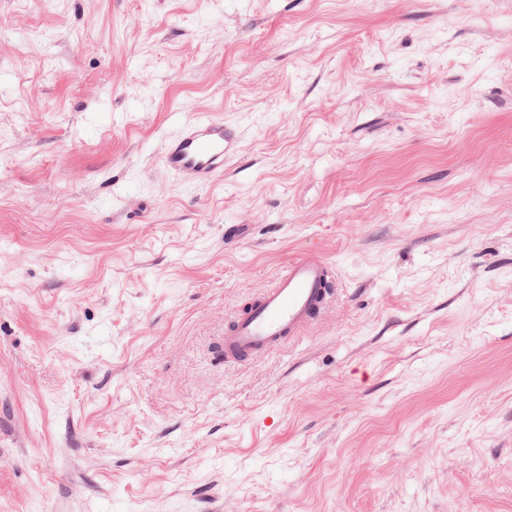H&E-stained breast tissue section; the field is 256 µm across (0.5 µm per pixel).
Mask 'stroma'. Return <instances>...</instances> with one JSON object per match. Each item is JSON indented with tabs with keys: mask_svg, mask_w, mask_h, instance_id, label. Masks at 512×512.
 I'll use <instances>...</instances> for the list:
<instances>
[{
	"mask_svg": "<svg viewBox=\"0 0 512 512\" xmlns=\"http://www.w3.org/2000/svg\"><path fill=\"white\" fill-rule=\"evenodd\" d=\"M0 512H512V0H0ZM239 142L237 131L224 120L209 114L191 116L164 142L161 162L184 185L202 187L224 170V156L237 150ZM329 264L314 254L284 264L273 283L250 299L224 332V354L249 362L295 341L325 309L334 288Z\"/></svg>",
	"mask_w": 512,
	"mask_h": 512,
	"instance_id": "stroma-1",
	"label": "stroma"
}]
</instances>
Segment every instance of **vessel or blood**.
<instances>
[{
    "mask_svg": "<svg viewBox=\"0 0 512 512\" xmlns=\"http://www.w3.org/2000/svg\"><path fill=\"white\" fill-rule=\"evenodd\" d=\"M237 131L207 114L189 117L162 147L165 169L189 187L209 184L224 169V158L237 150ZM333 293L329 265L314 254L284 264L273 283L242 308L224 332V352L249 362L295 341L325 309Z\"/></svg>",
    "mask_w": 512,
    "mask_h": 512,
    "instance_id": "vessel-or-blood-1",
    "label": "vessel or blood"
}]
</instances>
